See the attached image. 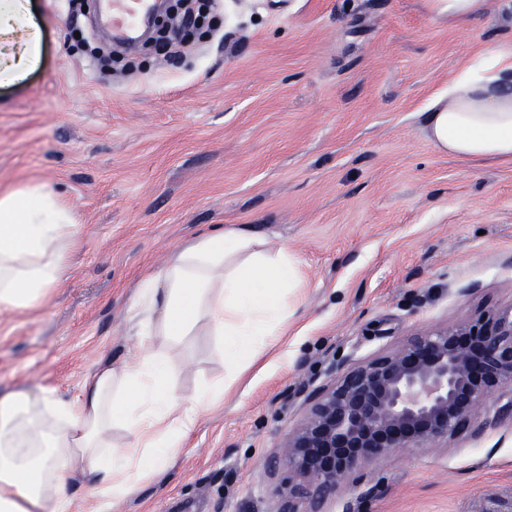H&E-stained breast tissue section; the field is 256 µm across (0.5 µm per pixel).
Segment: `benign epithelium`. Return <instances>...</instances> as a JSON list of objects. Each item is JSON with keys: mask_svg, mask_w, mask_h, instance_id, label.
<instances>
[{"mask_svg": "<svg viewBox=\"0 0 512 512\" xmlns=\"http://www.w3.org/2000/svg\"><path fill=\"white\" fill-rule=\"evenodd\" d=\"M304 395L306 413L277 461L288 471L273 512H323L365 464L512 419V305L417 332L396 349L340 361Z\"/></svg>", "mask_w": 512, "mask_h": 512, "instance_id": "benign-epithelium-1", "label": "benign epithelium"}]
</instances>
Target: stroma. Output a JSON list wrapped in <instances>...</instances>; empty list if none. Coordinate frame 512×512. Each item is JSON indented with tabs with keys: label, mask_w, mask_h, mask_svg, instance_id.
<instances>
[{
	"label": "stroma",
	"mask_w": 512,
	"mask_h": 512,
	"mask_svg": "<svg viewBox=\"0 0 512 512\" xmlns=\"http://www.w3.org/2000/svg\"><path fill=\"white\" fill-rule=\"evenodd\" d=\"M40 67L0 87V190L46 180L81 246L48 307L0 318V392L78 394L101 355L134 362L130 297L200 233L243 224L301 262L278 356L199 419L158 482L114 512H272L266 464L304 415L296 394L335 360L512 305V164L436 152L426 107L487 45L512 42V0L465 25L424 0H216L178 55L102 70L95 7L30 0ZM191 393L227 368L212 337L173 350ZM327 512H512V423L365 466Z\"/></svg>",
	"instance_id": "35a3bbf8"
}]
</instances>
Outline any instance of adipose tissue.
<instances>
[{
    "label": "adipose tissue",
    "mask_w": 512,
    "mask_h": 512,
    "mask_svg": "<svg viewBox=\"0 0 512 512\" xmlns=\"http://www.w3.org/2000/svg\"><path fill=\"white\" fill-rule=\"evenodd\" d=\"M42 55L28 0H0V86L22 82ZM428 112L437 151L512 162V45L487 46ZM79 229L77 211L49 182L0 191V316L45 308L69 278ZM300 282L296 256L245 226L178 248L138 283L134 366L100 359L73 398L42 386L0 392V512H112L158 480L198 419L285 335ZM199 334L214 338L229 372L184 394L170 349ZM78 484L87 490L80 498Z\"/></svg>",
    "instance_id": "obj_1"
}]
</instances>
